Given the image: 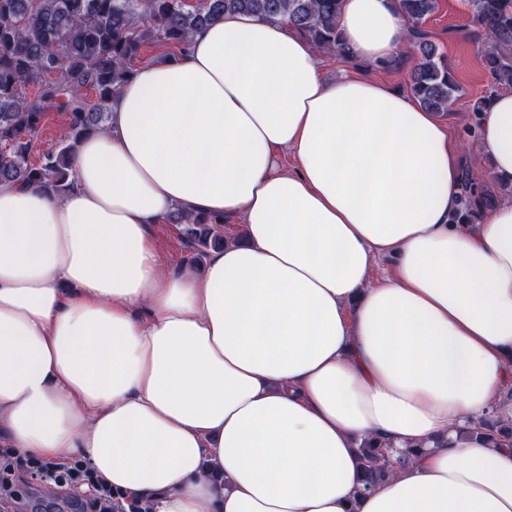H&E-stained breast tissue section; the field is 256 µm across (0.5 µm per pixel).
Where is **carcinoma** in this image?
Instances as JSON below:
<instances>
[{
  "label": "carcinoma",
  "instance_id": "1",
  "mask_svg": "<svg viewBox=\"0 0 512 512\" xmlns=\"http://www.w3.org/2000/svg\"><path fill=\"white\" fill-rule=\"evenodd\" d=\"M408 45L390 65L408 68L417 103L445 112L459 85L422 23L437 0H398ZM481 29L485 68L492 88L512 87V0H469ZM342 0H0V184L32 181L62 196L74 185L73 157L84 137L105 127L109 100L127 82L147 43L181 50L198 29L241 13L282 19L325 53L349 52L338 28ZM35 94H29V88ZM62 112L66 132L58 148L34 155L35 140L48 115ZM463 209L454 221L474 223L490 202L488 182L471 169L462 172ZM166 220L185 225L199 264L208 248L224 246V219L189 217L182 211ZM472 435L497 447H512V424L489 417ZM364 489L382 483L395 466L413 455L393 457L372 441L360 446Z\"/></svg>",
  "mask_w": 512,
  "mask_h": 512
}]
</instances>
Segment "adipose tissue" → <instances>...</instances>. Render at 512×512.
I'll return each mask as SVG.
<instances>
[{"instance_id": "ef3b65f1", "label": "adipose tissue", "mask_w": 512, "mask_h": 512, "mask_svg": "<svg viewBox=\"0 0 512 512\" xmlns=\"http://www.w3.org/2000/svg\"><path fill=\"white\" fill-rule=\"evenodd\" d=\"M338 26L372 65L407 43L397 0ZM478 150L512 184L511 91ZM459 153L281 21L228 13L139 66L69 192L0 184V447L85 456L153 512H512V448L467 437L512 418V198L455 222ZM176 210L243 238L167 267ZM369 438L418 452L366 492Z\"/></svg>"}]
</instances>
